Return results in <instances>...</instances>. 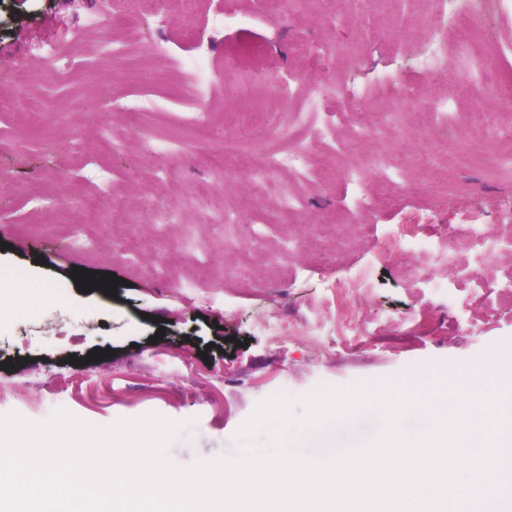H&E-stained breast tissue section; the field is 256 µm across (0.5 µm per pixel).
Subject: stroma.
<instances>
[{
    "instance_id": "35a3bbf8",
    "label": "stroma",
    "mask_w": 512,
    "mask_h": 512,
    "mask_svg": "<svg viewBox=\"0 0 512 512\" xmlns=\"http://www.w3.org/2000/svg\"><path fill=\"white\" fill-rule=\"evenodd\" d=\"M104 2L0 0V97L41 103L23 115L0 112V269L27 270L49 292L35 311L0 315V414L40 422L63 408L106 427L156 412L185 422L169 455L187 466L235 454L236 431L268 398L384 384L512 342V292L482 299L466 287L480 276L511 282L512 247L501 246L490 266L471 250L459 283L437 291L441 259L413 281L398 270L419 265L416 248L388 249L399 224L446 227L451 242L469 224L494 235L512 228V140L462 144L453 129L428 125L426 102H413V120L391 107L392 94L425 81L418 53L433 39L409 26V0H237L246 36L271 49L266 63L240 69L221 64L244 35L234 25L215 30L216 0H202L192 25L167 0L160 14L133 17L124 42L109 49L100 44ZM493 4L498 45L475 51L447 31V82L461 70L482 74L488 54L496 80H512V0ZM393 28L402 40L390 38ZM297 42L335 50V66L305 71L292 54ZM36 43L54 56L58 78L28 55ZM203 51L212 75L199 89L188 63ZM382 75L387 92L347 103L375 136L310 141L331 183L283 177L303 205L278 214L252 171L288 146V130L263 119L288 109L274 97L279 84L316 96L340 83L368 88ZM132 101L144 118L111 148L103 132L124 127ZM387 169L397 174L390 201ZM172 196L183 201L177 221L154 223V206ZM364 196L367 209H357ZM228 212L237 225L225 223ZM329 222L342 243L326 263L299 242ZM75 233L98 248H75ZM163 263L180 272L173 284L149 275ZM79 267L123 283L111 296L78 292L71 271ZM363 271L366 286L350 289ZM440 300L451 316L421 323L419 313ZM346 314L355 322L338 331ZM97 348L110 357L88 360Z\"/></svg>"
}]
</instances>
